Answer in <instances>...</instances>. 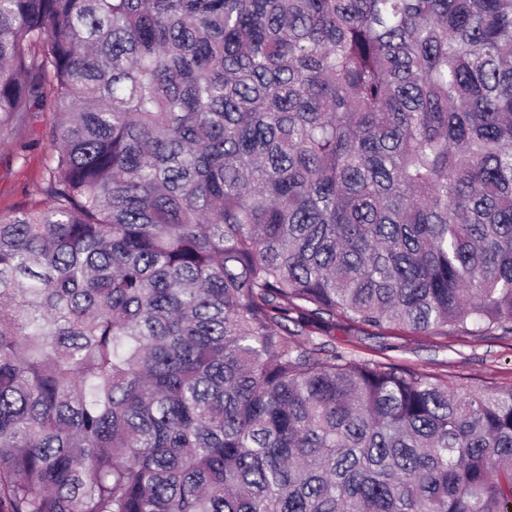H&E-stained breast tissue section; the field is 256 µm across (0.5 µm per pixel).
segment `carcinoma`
Listing matches in <instances>:
<instances>
[{
	"label": "carcinoma",
	"mask_w": 512,
	"mask_h": 512,
	"mask_svg": "<svg viewBox=\"0 0 512 512\" xmlns=\"http://www.w3.org/2000/svg\"><path fill=\"white\" fill-rule=\"evenodd\" d=\"M46 109L0 512H512V388L299 339L512 332V0H0Z\"/></svg>",
	"instance_id": "cac0c4a2"
}]
</instances>
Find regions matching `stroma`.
<instances>
[{
	"label": "stroma",
	"mask_w": 512,
	"mask_h": 512,
	"mask_svg": "<svg viewBox=\"0 0 512 512\" xmlns=\"http://www.w3.org/2000/svg\"><path fill=\"white\" fill-rule=\"evenodd\" d=\"M55 120V113L46 110L0 129V216L43 206L47 136ZM313 339L358 358L411 368L476 392L512 389V333L437 336L339 324L314 333Z\"/></svg>",
	"instance_id": "1"
}]
</instances>
